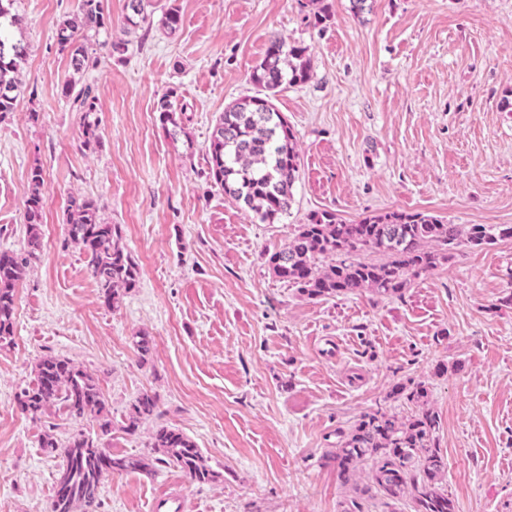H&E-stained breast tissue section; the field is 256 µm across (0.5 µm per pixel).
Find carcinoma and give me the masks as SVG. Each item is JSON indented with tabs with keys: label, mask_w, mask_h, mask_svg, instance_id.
Returning <instances> with one entry per match:
<instances>
[{
	"label": "carcinoma",
	"mask_w": 512,
	"mask_h": 512,
	"mask_svg": "<svg viewBox=\"0 0 512 512\" xmlns=\"http://www.w3.org/2000/svg\"><path fill=\"white\" fill-rule=\"evenodd\" d=\"M16 0H0V115L14 110L21 91L18 61L25 48L9 39L4 19ZM153 15L152 0H128L124 26L128 31L146 24ZM182 23L180 12L168 8L160 26L171 32ZM112 27L104 0H78L76 13L56 29L59 50L69 59L74 73L83 76L96 69L101 55L119 58L129 42L108 39ZM313 63L305 48L288 44L272 34L264 57L254 67L250 80L257 93L224 109L206 150L208 177L232 201L253 212L264 224H277L288 214L292 188L300 175L296 136L273 98L284 87L308 82ZM71 110L80 113L84 144L98 139L96 96L92 87L67 82L62 90ZM158 109L162 127L177 135V113L185 111L176 92L161 98ZM42 170L30 174L27 199V255L37 256L43 247L40 225L46 199ZM67 237L87 259L91 276L101 289L106 306L118 307L123 292L135 287L138 273L130 255L120 246V227L104 223L97 203L71 197L66 208ZM512 238L505 224H450L423 212L390 210L356 222L339 219L324 210L298 224L285 246L273 252L268 264L280 279L310 298L335 296L367 288L380 296H394L409 287L411 278L434 269L461 246L483 248ZM372 255L371 259L364 255ZM25 261L9 251H0V343L11 338L15 323V286L22 280ZM395 394L414 405L400 416L376 411L362 416L347 431L336 434L330 459L336 463L339 481L356 494L342 512H363L361 499L379 500L393 507L408 499L411 512H457L455 500L442 488L448 462L437 442L439 418L426 408L427 390L395 388ZM23 412L37 416L55 409L69 418L97 417L104 435L112 432L102 392L95 379L70 362L48 357L37 367L34 384L20 398ZM155 396L140 393L131 405L127 428L151 416ZM39 446L63 459L50 512H93L98 490L114 473H151L155 459L149 455H114L82 433L63 445L50 432ZM151 448L164 461L196 480L214 477L195 443L181 432L161 427L152 436Z\"/></svg>",
	"instance_id": "carcinoma-1"
}]
</instances>
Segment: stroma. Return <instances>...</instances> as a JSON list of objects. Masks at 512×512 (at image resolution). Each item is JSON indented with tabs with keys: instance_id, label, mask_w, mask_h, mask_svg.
<instances>
[{
	"instance_id": "stroma-1",
	"label": "stroma",
	"mask_w": 512,
	"mask_h": 512,
	"mask_svg": "<svg viewBox=\"0 0 512 512\" xmlns=\"http://www.w3.org/2000/svg\"><path fill=\"white\" fill-rule=\"evenodd\" d=\"M314 25L301 0H155L182 24L129 33L127 0H106L125 59L88 81L99 142L81 145L61 89L71 70L55 30L77 0H16L21 95L0 115V251L24 256L28 176L42 168L43 251L16 288L15 333L0 344V512H47L61 459L38 439L99 434L92 416L18 406L45 357L99 384L113 454L147 452L168 427L200 448L212 481L167 463L115 473L97 512H151L182 495L186 512H340L350 492L327 454L336 433L377 410L407 414L393 390L422 383L458 512H512V239L459 248L401 294L366 289L310 298L268 257L317 211L354 222L386 210L452 224L512 225V0H327ZM305 47L308 83L273 103L294 130L301 172L280 223L264 224L214 185L205 163L215 120L250 81L269 35ZM186 104L169 136L157 104ZM97 201L139 269L107 307L66 240L70 196ZM151 349L140 354L137 336ZM158 408L136 432L141 392ZM157 407V400L154 395L148 392H141L133 401L128 416L126 428L132 429L145 418L151 416Z\"/></svg>"
}]
</instances>
